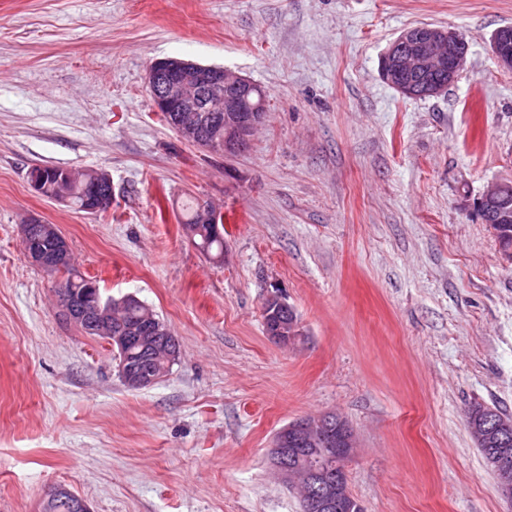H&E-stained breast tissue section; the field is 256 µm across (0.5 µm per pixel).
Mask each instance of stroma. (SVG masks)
I'll use <instances>...</instances> for the list:
<instances>
[{
  "label": "stroma",
  "mask_w": 512,
  "mask_h": 512,
  "mask_svg": "<svg viewBox=\"0 0 512 512\" xmlns=\"http://www.w3.org/2000/svg\"><path fill=\"white\" fill-rule=\"evenodd\" d=\"M512 0H0V512L63 484L92 512H301L275 434L335 412L365 512H512L472 439L476 402L512 416V264L474 203L512 181V69L491 51ZM463 34L445 92L380 76L402 31ZM178 58L261 86L250 147L183 141L147 73ZM102 170L112 208L37 194L32 168ZM218 205L224 255L186 236ZM56 225L105 295H133L180 343L127 388L107 341L58 314L20 226ZM280 289L303 332L266 335ZM176 360L177 359L170 361V362H165V361H161L158 359H155V361H143L141 364V368L144 371H152V370L154 372L163 371V375L165 376L171 371L172 366L175 364ZM144 371H137V372L134 371L132 374H130V376L128 378L129 383L132 384L133 386L141 389L144 387H149L151 385H154L162 377H164L161 373L149 375V374H146Z\"/></svg>",
  "instance_id": "1"
}]
</instances>
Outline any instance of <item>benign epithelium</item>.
Here are the masks:
<instances>
[{"label":"benign epithelium","mask_w":512,"mask_h":512,"mask_svg":"<svg viewBox=\"0 0 512 512\" xmlns=\"http://www.w3.org/2000/svg\"><path fill=\"white\" fill-rule=\"evenodd\" d=\"M491 50L498 63L512 68V26L498 28L491 39ZM469 45L462 36L439 26H420L402 32L384 53L381 61V76L385 82L406 97H434L444 92L466 65ZM147 82L158 112H169V122L179 137L202 149L215 150L221 154H237L250 146L254 130L263 121L264 113L250 102L254 85L233 72L216 66H203L174 58L159 59L149 68ZM196 112H221V127L224 139L216 144L205 139L203 123L194 117ZM504 184L497 182L488 187L477 199V211L487 223L491 219L500 224L508 222L507 214L497 209ZM30 225H21V236L28 258L35 265L49 268L51 264L40 250L29 242ZM112 301L98 299L90 305H75L69 302L67 290H62L59 313L65 319L78 324L88 323L94 317L108 313ZM144 327L145 336H113L111 346L125 350L131 345L147 349L152 340L167 334L168 329L153 322ZM265 332L272 340L283 344H294L302 336L300 326L295 324L292 307L277 294L268 296L264 303ZM512 430V421L502 417L487 418V435L502 436ZM296 443L315 447H337L336 456L328 460L347 459L356 447L355 434L350 425L341 418L331 420L327 415L317 418H299L280 429L273 440L270 452L272 464L282 481L297 489L308 503L317 505L319 512H330L350 496L342 483L341 474L336 482L317 483L327 465L310 463L305 468L294 470L288 463L279 462L286 449ZM499 470L498 492L512 501V466L492 459ZM66 501L71 512H91L86 500L64 485L50 489L42 502V512H50L53 506Z\"/></svg>","instance_id":"1"}]
</instances>
